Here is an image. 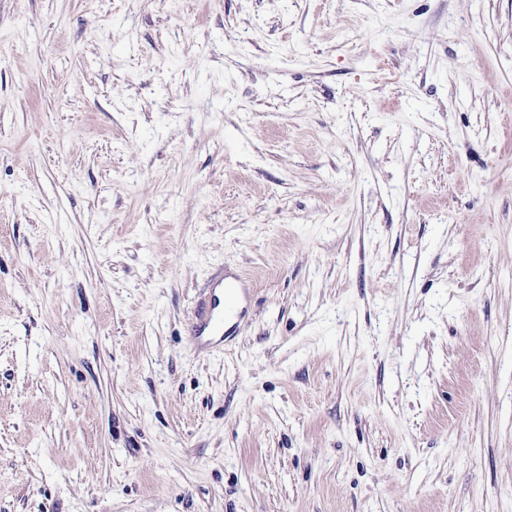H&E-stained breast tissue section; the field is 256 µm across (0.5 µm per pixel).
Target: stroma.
Listing matches in <instances>:
<instances>
[{"instance_id":"stroma-1","label":"stroma","mask_w":512,"mask_h":512,"mask_svg":"<svg viewBox=\"0 0 512 512\" xmlns=\"http://www.w3.org/2000/svg\"><path fill=\"white\" fill-rule=\"evenodd\" d=\"M0 512H512V0H0Z\"/></svg>"}]
</instances>
